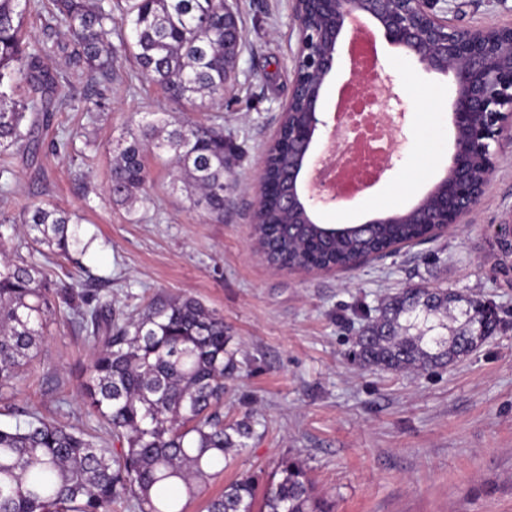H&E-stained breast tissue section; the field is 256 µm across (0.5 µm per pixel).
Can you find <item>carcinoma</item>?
<instances>
[{"mask_svg":"<svg viewBox=\"0 0 512 512\" xmlns=\"http://www.w3.org/2000/svg\"><path fill=\"white\" fill-rule=\"evenodd\" d=\"M31 0H0V152L23 153L38 138L27 113L55 91L58 76L45 60L65 55L73 76L112 79L114 47L108 40L114 12L131 26L132 56L140 73L184 109L222 104L230 74L224 67V0H47L49 19L64 24L66 43L32 45L23 34ZM29 96L14 97L19 82ZM109 193L125 201L148 182L146 154L168 155L175 164L172 188L218 221L224 218V167L230 148L224 126L162 117L142 119L117 140ZM288 123L269 151L266 180L277 200L254 225V243L279 269L346 268L374 258L394 244L427 239L432 224L381 223L333 234L309 221L299 204L285 207ZM33 243L72 259L88 248L78 218L55 207L33 205L22 216ZM456 299L442 289L407 288L390 298L358 337V355L385 370H428L449 365L484 343L483 336L448 330ZM71 324L92 330L97 351L81 383V397L99 426L121 442L114 450L88 430L37 412L13 414L0 424V512H185L224 460L246 447L254 422H224V377L235 369L232 336L224 318L196 299L156 295L130 314H112V300H94L75 288L50 284L20 254L0 261V395L13 392L37 358L44 326L61 306ZM464 308L494 332L498 313L481 298ZM278 479L262 496L257 481L242 476L210 499L206 512H331L303 466L282 460Z\"/></svg>","mask_w":512,"mask_h":512,"instance_id":"cac0c4a2","label":"carcinoma"}]
</instances>
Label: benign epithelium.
Instances as JSON below:
<instances>
[{"mask_svg": "<svg viewBox=\"0 0 512 512\" xmlns=\"http://www.w3.org/2000/svg\"><path fill=\"white\" fill-rule=\"evenodd\" d=\"M437 0H294V20L299 39L294 79L288 104H297L310 114L306 125L288 128L301 142L300 166L288 174L289 190L298 194L310 209L341 198L326 183L306 189L314 147L323 119L326 79L333 70L341 37L350 19L362 17L374 23L391 46L399 48L438 74L452 75L453 151L448 170L455 175L452 196H438L432 206L419 201L408 211H422L424 224H462L471 215L488 186L495 169L492 144L512 131V27L457 29L435 12ZM335 19L334 26L321 28L304 22L305 9ZM239 39L236 15L224 11V46ZM382 112L405 113L399 94L376 100Z\"/></svg>", "mask_w": 512, "mask_h": 512, "instance_id": "1", "label": "benign epithelium"}]
</instances>
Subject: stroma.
Wrapping results in <instances>:
<instances>
[{"label": "stroma", "instance_id": "obj_1", "mask_svg": "<svg viewBox=\"0 0 512 512\" xmlns=\"http://www.w3.org/2000/svg\"><path fill=\"white\" fill-rule=\"evenodd\" d=\"M228 2L242 35L234 71L220 109L192 114L203 123L223 115L235 148L224 171L223 221L172 191L175 169L163 157H149L144 193L112 199L113 140L152 112L184 117L139 75L115 31L116 78L60 81L48 104L54 120L40 130L36 151L9 159V190L0 191V224L15 227L8 250L54 280L111 298L118 310L163 293L194 297L223 316L238 364L224 382V420L253 418L257 434L187 512H205L208 497L238 474L267 485L284 458L305 466L334 512H512V276L501 274L493 238L496 227L512 225V133L495 144L496 169L466 224L354 268H273L252 249L253 211L265 150L289 98L298 29L292 0ZM435 11L455 27H512V0H438ZM379 73L407 108L394 166L365 194L318 210L320 222L360 223L410 207L445 172L451 77L386 43ZM428 88L441 96L426 106L420 93ZM37 203L79 217L90 247L77 262L57 267L47 247L28 246L19 221ZM423 286L493 302L500 326L447 368L394 372L354 359L355 337L382 304ZM93 353L87 333L58 314L30 378L0 400V422L16 407L95 427L78 392Z\"/></svg>", "mask_w": 512, "mask_h": 512}]
</instances>
